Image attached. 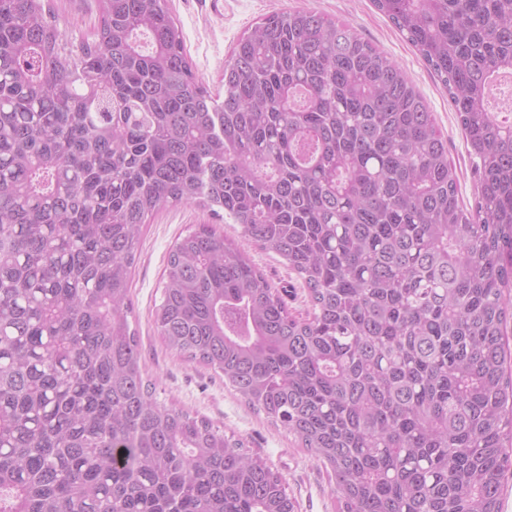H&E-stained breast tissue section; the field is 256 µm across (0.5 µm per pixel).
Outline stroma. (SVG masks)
<instances>
[{
	"label": "stroma",
	"instance_id": "1",
	"mask_svg": "<svg viewBox=\"0 0 512 512\" xmlns=\"http://www.w3.org/2000/svg\"><path fill=\"white\" fill-rule=\"evenodd\" d=\"M55 12L68 23L73 39L87 37L98 23L97 0H52ZM181 27L188 59L196 75L212 91L224 89V67L238 39L257 22L275 12L309 9L346 23L363 40L399 65L428 102L440 131L448 140V156L458 176L459 195L473 206L476 181L465 152L462 132L448 96L425 66L417 50L375 7L373 0H224L211 11L208 0H169ZM212 225L224 236L242 241L238 225L195 205H169L143 228L140 257L132 273L131 299L147 377L155 382L166 404L206 417L226 435L244 441L251 454L273 464L284 477L297 512H336L329 478L293 435L249 407L222 376L190 363L169 350L159 336L153 311L161 296L162 272L169 249L196 225ZM253 263L273 286L288 291V308L302 317L310 309L308 290L274 252L246 245Z\"/></svg>",
	"mask_w": 512,
	"mask_h": 512
}]
</instances>
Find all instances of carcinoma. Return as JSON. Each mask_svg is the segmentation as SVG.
Instances as JSON below:
<instances>
[{
  "instance_id": "cac0c4a2",
  "label": "carcinoma",
  "mask_w": 512,
  "mask_h": 512,
  "mask_svg": "<svg viewBox=\"0 0 512 512\" xmlns=\"http://www.w3.org/2000/svg\"><path fill=\"white\" fill-rule=\"evenodd\" d=\"M434 71L478 177L406 73L312 10L265 17L215 95L168 0H0V512H296L282 477L143 378L130 282L167 205L224 212L308 289L293 316L234 242L178 240L153 322L311 450L337 512H501L512 471V0H374ZM54 11L67 22L69 37L79 40L87 37L97 26V0H51Z\"/></svg>"
}]
</instances>
